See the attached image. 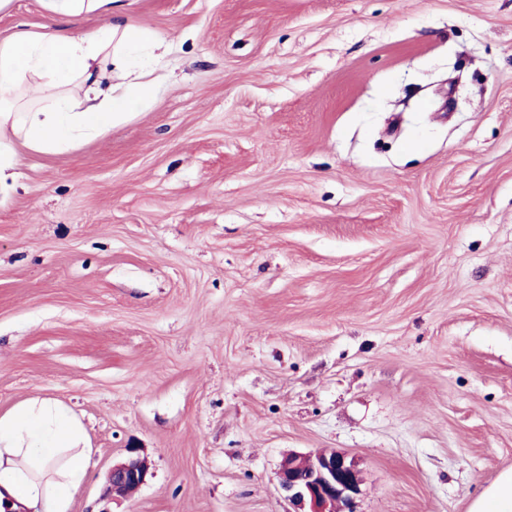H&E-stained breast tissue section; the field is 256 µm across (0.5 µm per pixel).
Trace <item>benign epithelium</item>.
<instances>
[{"mask_svg": "<svg viewBox=\"0 0 512 512\" xmlns=\"http://www.w3.org/2000/svg\"><path fill=\"white\" fill-rule=\"evenodd\" d=\"M132 457L112 467L107 496H123L130 485L141 486L149 472V462L131 448ZM283 498L300 507L298 512H356L359 478L352 462L337 453L284 456L276 472Z\"/></svg>", "mask_w": 512, "mask_h": 512, "instance_id": "obj_1", "label": "benign epithelium"}]
</instances>
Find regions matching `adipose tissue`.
<instances>
[{
    "mask_svg": "<svg viewBox=\"0 0 512 512\" xmlns=\"http://www.w3.org/2000/svg\"><path fill=\"white\" fill-rule=\"evenodd\" d=\"M47 21L0 39V189L14 178L18 146L69 150L147 104L149 67L168 40L126 13L122 0H39ZM101 24L86 27V20ZM118 61L113 75L105 59ZM85 429L68 408L33 398L0 414V512H69L91 473Z\"/></svg>",
    "mask_w": 512,
    "mask_h": 512,
    "instance_id": "1",
    "label": "adipose tissue"
}]
</instances>
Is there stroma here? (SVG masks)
Returning <instances> with one entry per match:
<instances>
[{
    "instance_id": "obj_1",
    "label": "stroma",
    "mask_w": 512,
    "mask_h": 512,
    "mask_svg": "<svg viewBox=\"0 0 512 512\" xmlns=\"http://www.w3.org/2000/svg\"><path fill=\"white\" fill-rule=\"evenodd\" d=\"M128 3L150 104L0 192V412L82 421L71 512H288L292 451L468 512L512 468V0ZM149 468L147 457H141L139 454L114 465L108 475L105 495L125 496V490L129 485L139 488L146 481Z\"/></svg>"
}]
</instances>
